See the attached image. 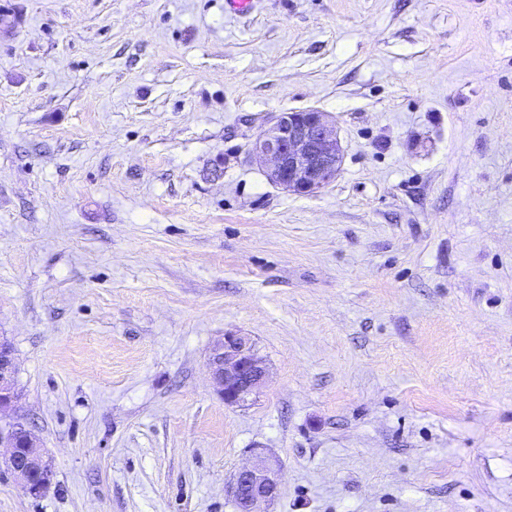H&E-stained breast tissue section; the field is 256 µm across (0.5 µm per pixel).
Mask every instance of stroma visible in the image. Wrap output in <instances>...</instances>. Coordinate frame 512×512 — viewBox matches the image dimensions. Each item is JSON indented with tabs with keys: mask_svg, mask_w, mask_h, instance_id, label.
<instances>
[{
	"mask_svg": "<svg viewBox=\"0 0 512 512\" xmlns=\"http://www.w3.org/2000/svg\"><path fill=\"white\" fill-rule=\"evenodd\" d=\"M316 108L319 192L248 145ZM253 341L247 406L211 348ZM0 512H512V0H0ZM211 379L224 403L246 406L256 396L266 377V366L246 336L225 334L208 357ZM16 362L12 347L0 340V415L16 407L18 392L15 386ZM22 435L26 444L19 447L18 438ZM0 447L8 448L3 462L28 496L38 498L50 488L54 473L43 446L18 416L5 427L0 424ZM252 450L250 462L233 474L227 486L236 512H258L260 503L273 501L280 492V465L263 448Z\"/></svg>",
	"mask_w": 512,
	"mask_h": 512,
	"instance_id": "obj_1",
	"label": "stroma"
}]
</instances>
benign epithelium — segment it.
Masks as SVG:
<instances>
[{
    "instance_id": "1",
    "label": "benign epithelium",
    "mask_w": 512,
    "mask_h": 512,
    "mask_svg": "<svg viewBox=\"0 0 512 512\" xmlns=\"http://www.w3.org/2000/svg\"><path fill=\"white\" fill-rule=\"evenodd\" d=\"M251 154L268 164V179L287 192L309 195L333 182L341 162L335 123L317 109L272 113L251 144ZM211 379L224 403L243 407L253 400L266 377V366L249 338L233 333L211 350ZM16 362L12 347L0 340V413L16 407ZM0 447L7 449V470L32 497L42 496L54 473L40 440L16 418L0 426ZM280 465L262 448L253 449L250 462L239 468L227 486L236 512H257L280 492Z\"/></svg>"
}]
</instances>
